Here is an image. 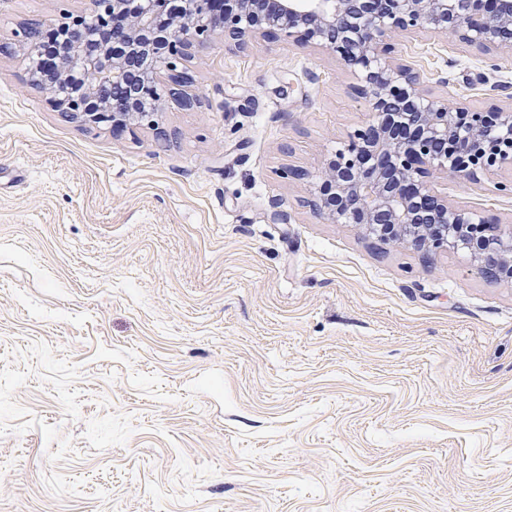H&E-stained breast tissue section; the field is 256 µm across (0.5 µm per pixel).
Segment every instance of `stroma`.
I'll use <instances>...</instances> for the list:
<instances>
[{"label": "stroma", "instance_id": "35a3bbf8", "mask_svg": "<svg viewBox=\"0 0 512 512\" xmlns=\"http://www.w3.org/2000/svg\"><path fill=\"white\" fill-rule=\"evenodd\" d=\"M88 4L0 0V512H512V284L307 204L367 117L350 76L218 36L187 64L197 104L114 135L19 51ZM389 51L433 94L507 103L512 57ZM511 178L448 197L512 223Z\"/></svg>", "mask_w": 512, "mask_h": 512}]
</instances>
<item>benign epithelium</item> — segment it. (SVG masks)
Here are the masks:
<instances>
[{"instance_id": "1", "label": "benign epithelium", "mask_w": 512, "mask_h": 512, "mask_svg": "<svg viewBox=\"0 0 512 512\" xmlns=\"http://www.w3.org/2000/svg\"><path fill=\"white\" fill-rule=\"evenodd\" d=\"M167 2L90 0L85 13H63L49 27L71 36L48 86L34 65L41 30L26 32L20 48L29 81L56 95L59 111L82 126L123 132L145 123L157 131L162 73L169 96L193 106L183 92L193 77L177 63L214 34L240 48L270 33L312 45L350 72L369 117L326 160L307 204L329 223L356 224L385 244L424 256L461 252L484 278L512 283V225L448 202L433 184L436 174L477 184L512 166V105L480 112L459 98L433 97L411 63L387 56L395 36L450 32L494 70L502 54L512 55V0H231L219 18L214 0H184L172 20L164 19Z\"/></svg>"}]
</instances>
